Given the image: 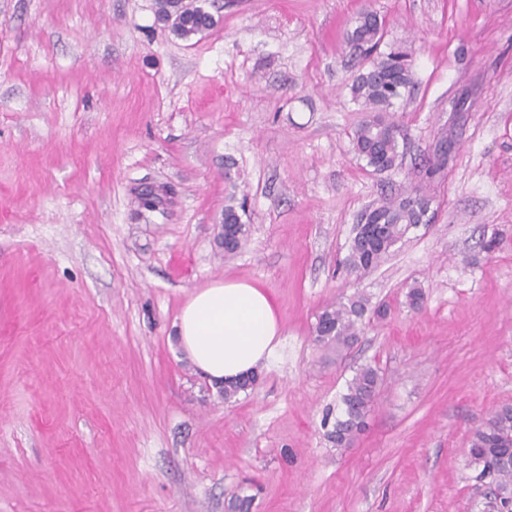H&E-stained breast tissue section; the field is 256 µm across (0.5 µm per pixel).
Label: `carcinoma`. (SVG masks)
I'll list each match as a JSON object with an SVG mask.
<instances>
[{
	"label": "carcinoma",
	"instance_id": "obj_1",
	"mask_svg": "<svg viewBox=\"0 0 512 512\" xmlns=\"http://www.w3.org/2000/svg\"><path fill=\"white\" fill-rule=\"evenodd\" d=\"M157 20L181 38H189L214 26V17L205 10L202 0H157ZM385 36V28L372 15H364L346 34V43L352 55L362 58L363 46L379 45ZM414 84L412 62L400 50H392L381 59L359 72L353 85V100L368 118L354 131V151L358 158L376 171H388L396 167L399 158L402 126L393 118L395 102ZM430 195L416 188L407 194L384 198L368 206L383 219V233L368 237L366 225H354V236L344 261L346 269L353 272L367 271L377 266L389 251L403 239L410 228L418 224V202ZM245 206L228 205L224 208V223L229 233L224 236V252H237L246 242L249 225L242 221ZM386 310L370 307L369 299L352 296L326 306L317 316L313 327V340L324 348L351 347L365 324V318L382 319ZM258 377L239 380L230 386L217 389L218 394L229 402L240 393L253 388ZM381 377L377 368L361 365L347 383V391L341 397V412L336 417L328 439L338 448L351 445L355 435L363 432L367 417L374 406ZM469 465L488 477L493 486L494 500L502 512H512V406L499 407L491 417L477 428L468 448Z\"/></svg>",
	"mask_w": 512,
	"mask_h": 512
}]
</instances>
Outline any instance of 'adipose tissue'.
I'll return each mask as SVG.
<instances>
[{
    "label": "adipose tissue",
    "instance_id": "adipose-tissue-1",
    "mask_svg": "<svg viewBox=\"0 0 512 512\" xmlns=\"http://www.w3.org/2000/svg\"><path fill=\"white\" fill-rule=\"evenodd\" d=\"M175 339L196 373L212 385L257 372L273 356L281 323L258 284L224 280L193 291L174 323Z\"/></svg>",
    "mask_w": 512,
    "mask_h": 512
}]
</instances>
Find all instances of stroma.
<instances>
[{"label": "stroma", "mask_w": 512, "mask_h": 512, "mask_svg": "<svg viewBox=\"0 0 512 512\" xmlns=\"http://www.w3.org/2000/svg\"><path fill=\"white\" fill-rule=\"evenodd\" d=\"M155 3L0 0V512H488L466 448L512 403V0H217L189 39ZM367 11L416 82L383 173L352 144L345 34ZM418 184L433 224L347 272L361 212ZM224 278L265 288L282 325L229 402L173 328ZM357 293L387 317L317 345L318 314ZM363 364L379 395L338 448ZM223 223L230 225L229 233L224 235V224H220L218 232L219 243L223 245L225 253H235L245 244L249 234V225L244 224L242 215L234 205H227L224 208ZM381 377L377 368L361 365L347 383V391L341 397V412L336 417L328 439L338 448L351 445L355 435L362 433L367 424V417L374 406Z\"/></svg>", "instance_id": "stroma-1"}]
</instances>
